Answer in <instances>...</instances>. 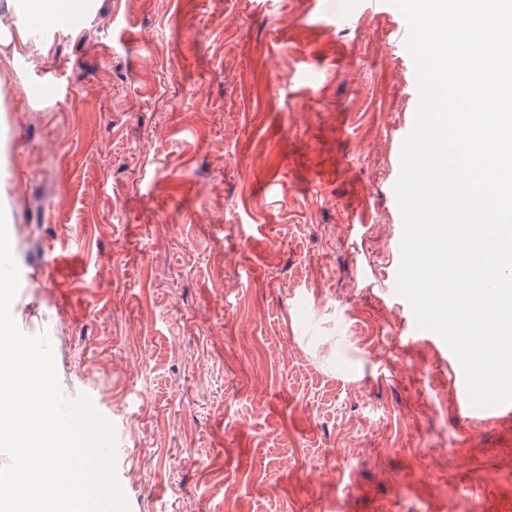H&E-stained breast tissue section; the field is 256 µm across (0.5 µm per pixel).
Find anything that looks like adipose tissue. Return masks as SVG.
Here are the masks:
<instances>
[{
  "instance_id": "1",
  "label": "adipose tissue",
  "mask_w": 512,
  "mask_h": 512,
  "mask_svg": "<svg viewBox=\"0 0 512 512\" xmlns=\"http://www.w3.org/2000/svg\"><path fill=\"white\" fill-rule=\"evenodd\" d=\"M88 0H6L0 15V68L9 69L14 61L32 49L48 50L41 36L39 19L57 14L68 18L85 17Z\"/></svg>"
}]
</instances>
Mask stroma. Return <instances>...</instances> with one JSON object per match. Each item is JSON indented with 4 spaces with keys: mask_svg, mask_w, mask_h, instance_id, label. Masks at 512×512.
Here are the masks:
<instances>
[{
    "mask_svg": "<svg viewBox=\"0 0 512 512\" xmlns=\"http://www.w3.org/2000/svg\"><path fill=\"white\" fill-rule=\"evenodd\" d=\"M359 2L98 0L0 78L12 315L113 424L129 512H512V418L382 291L414 85Z\"/></svg>",
    "mask_w": 512,
    "mask_h": 512,
    "instance_id": "stroma-1",
    "label": "stroma"
}]
</instances>
